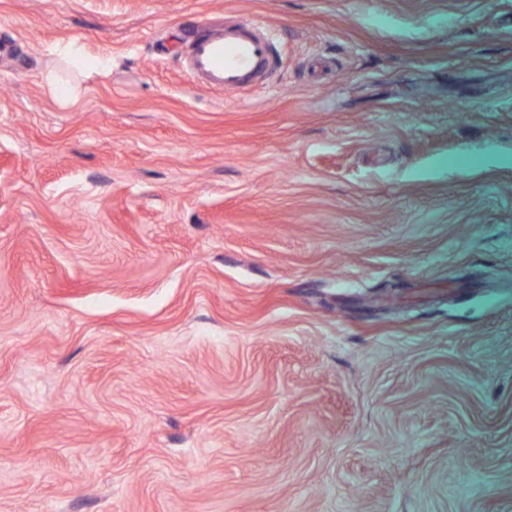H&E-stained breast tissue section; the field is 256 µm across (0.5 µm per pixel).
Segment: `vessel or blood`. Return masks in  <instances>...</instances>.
Here are the masks:
<instances>
[{"label":"vessel or blood","mask_w":512,"mask_h":512,"mask_svg":"<svg viewBox=\"0 0 512 512\" xmlns=\"http://www.w3.org/2000/svg\"><path fill=\"white\" fill-rule=\"evenodd\" d=\"M185 65L193 82L218 91L265 83L275 67L267 32L247 23H231L193 37Z\"/></svg>","instance_id":"b4317fda"}]
</instances>
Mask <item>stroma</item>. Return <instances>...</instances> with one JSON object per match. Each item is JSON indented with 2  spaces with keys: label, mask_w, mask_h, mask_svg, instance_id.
<instances>
[{
  "label": "stroma",
  "mask_w": 512,
  "mask_h": 512,
  "mask_svg": "<svg viewBox=\"0 0 512 512\" xmlns=\"http://www.w3.org/2000/svg\"><path fill=\"white\" fill-rule=\"evenodd\" d=\"M243 20L271 88L192 86ZM0 43V512H512V0H0ZM52 53L69 60L89 75L105 70L111 63V60L105 57H88L83 47L74 41L59 44ZM44 82L49 92L64 105L74 106L80 102L83 96V87L80 84L63 86L52 70L44 74Z\"/></svg>",
  "instance_id": "1"
}]
</instances>
